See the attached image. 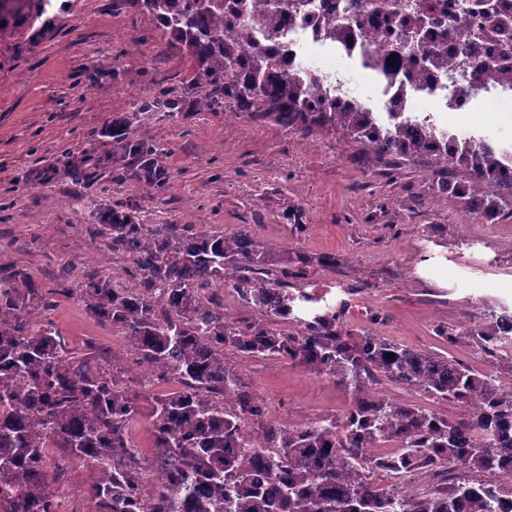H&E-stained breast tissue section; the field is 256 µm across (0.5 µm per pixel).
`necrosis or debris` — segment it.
I'll use <instances>...</instances> for the list:
<instances>
[{
  "label": "necrosis or debris",
  "instance_id": "obj_1",
  "mask_svg": "<svg viewBox=\"0 0 512 512\" xmlns=\"http://www.w3.org/2000/svg\"><path fill=\"white\" fill-rule=\"evenodd\" d=\"M363 0L364 23L345 13L347 0H306L304 10L288 16L279 13L265 26L248 29L249 46L258 48L276 63L281 81L314 76L322 111L344 110L356 105L374 112H395L396 123L413 132L431 112L446 107L455 112L473 108L468 80L459 61L466 36L487 25V11L499 8L505 26L480 46L487 68L507 75V82L490 88L481 98L492 107L512 104V56L499 53L500 44L512 42V0H419L424 7L421 23L394 22L390 12H403L406 0ZM340 27L338 39L325 36L328 25ZM379 48L384 66L364 67L366 48ZM442 53L433 63L430 51Z\"/></svg>",
  "mask_w": 512,
  "mask_h": 512
}]
</instances>
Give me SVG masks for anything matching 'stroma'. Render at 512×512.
Segmentation results:
<instances>
[{"label":"stroma","instance_id":"35a3bbf8","mask_svg":"<svg viewBox=\"0 0 512 512\" xmlns=\"http://www.w3.org/2000/svg\"><path fill=\"white\" fill-rule=\"evenodd\" d=\"M195 61L129 0H71L45 31L0 38V267L54 293L44 319L67 349L143 376L136 353L79 294L90 277L134 286L128 258L105 251L92 212L121 202L141 224H197L230 234L249 225L273 255H332L308 270L311 290L343 304L342 319L425 352H445L512 388V363L485 357L468 338L444 348L435 329L512 311V218L489 221L439 193L433 158H378L342 131L302 130L227 104L197 108ZM178 97L171 111L162 99ZM129 117L169 172L162 192L126 161L114 178L104 131ZM436 123L512 144V119L476 106L437 112ZM241 372L280 422L342 416L350 394L281 359ZM385 397L457 418L466 406L390 383Z\"/></svg>","mask_w":512,"mask_h":512}]
</instances>
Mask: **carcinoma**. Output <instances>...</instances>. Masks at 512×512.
Here are the masks:
<instances>
[{
    "instance_id": "1",
    "label": "carcinoma",
    "mask_w": 512,
    "mask_h": 512,
    "mask_svg": "<svg viewBox=\"0 0 512 512\" xmlns=\"http://www.w3.org/2000/svg\"><path fill=\"white\" fill-rule=\"evenodd\" d=\"M52 0H10L0 6V37L32 28ZM170 39L198 62V104L212 110L233 102L285 127L339 128L382 157L434 156L468 184L439 190L488 220L512 217V176L501 175L496 144L464 138L442 153L427 144L441 134L432 122L413 140L376 123L369 112H312L314 77L276 81L274 63L260 52L241 63L245 29L224 22V0H132ZM485 29L464 47L470 68ZM119 148L113 158L135 159L136 175L162 191L168 173L159 148L133 136L120 118L105 131ZM496 187L490 194L484 185ZM93 233L112 254L131 258L129 288L110 279L88 280L80 300L112 325L157 382L172 392L130 391L124 372L88 365L71 355L48 324L32 329L29 300L20 292L26 273L0 274V503L5 512H58L48 448L93 464L101 476L87 493L93 512H512V481L487 478L512 465V389L496 386L455 358L420 352L366 332L355 336L334 306H319L299 287L312 259L285 252L274 259L245 225L226 234L194 224H138L122 204L100 208ZM228 288L265 321L242 327L224 312L218 290ZM453 345L466 336L484 355L512 361V313H489L463 326L441 325ZM281 358L324 376L351 393L342 419L310 422L266 418L264 402L244 382L237 362ZM384 378L474 411L445 418L372 391ZM140 416L152 426V460L131 439ZM256 435L270 454L244 453ZM393 445L383 457L375 448ZM382 472L433 477L422 492L397 494L378 485Z\"/></svg>"
}]
</instances>
